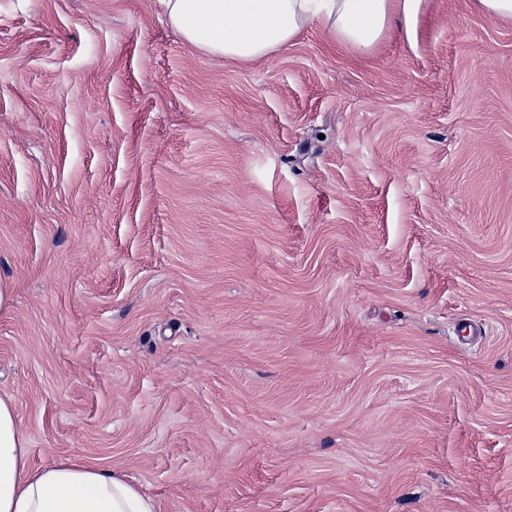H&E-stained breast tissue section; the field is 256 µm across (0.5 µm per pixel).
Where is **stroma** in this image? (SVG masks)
<instances>
[{
    "label": "stroma",
    "instance_id": "1",
    "mask_svg": "<svg viewBox=\"0 0 512 512\" xmlns=\"http://www.w3.org/2000/svg\"><path fill=\"white\" fill-rule=\"evenodd\" d=\"M0 397L158 512H512V23L251 64L0 0Z\"/></svg>",
    "mask_w": 512,
    "mask_h": 512
}]
</instances>
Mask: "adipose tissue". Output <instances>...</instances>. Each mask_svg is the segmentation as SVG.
I'll return each instance as SVG.
<instances>
[{
  "mask_svg": "<svg viewBox=\"0 0 512 512\" xmlns=\"http://www.w3.org/2000/svg\"><path fill=\"white\" fill-rule=\"evenodd\" d=\"M167 22L199 51L241 63L291 45L306 28L357 55L374 53L422 0H163ZM0 512H157L124 477L81 460L33 470L10 400L0 398Z\"/></svg>",
  "mask_w": 512,
  "mask_h": 512,
  "instance_id": "ef3b65f1",
  "label": "adipose tissue"
}]
</instances>
